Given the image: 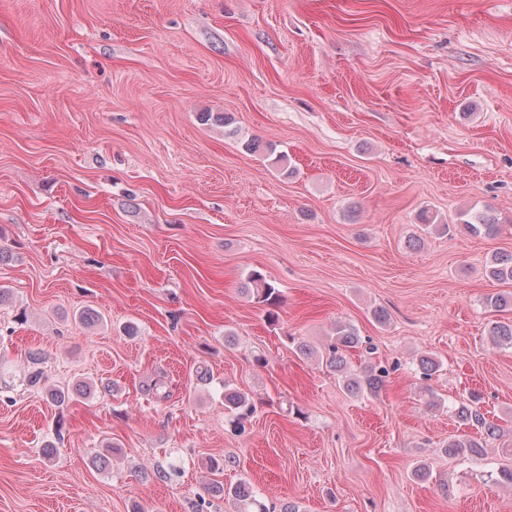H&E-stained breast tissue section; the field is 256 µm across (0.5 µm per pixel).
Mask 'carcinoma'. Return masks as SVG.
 <instances>
[{
	"mask_svg": "<svg viewBox=\"0 0 512 512\" xmlns=\"http://www.w3.org/2000/svg\"><path fill=\"white\" fill-rule=\"evenodd\" d=\"M461 227L469 233L482 234L486 237H494L500 231V224L487 212H476L464 220ZM486 273L495 281L501 283L512 282V252H497L492 256ZM243 289L246 293L256 297L258 302L268 307L267 319L275 322L278 314L275 307L278 306L280 294L277 288L269 283L264 275L258 271L251 272ZM485 303L495 313H512V293L499 292L490 294L485 298ZM491 343L496 347H512V318L495 320L488 330ZM364 348L365 352L372 353V347L365 344L355 326L346 322H338L331 335L322 347L317 348L306 343L297 345L300 354L305 357L316 356L320 361L341 378V382L348 394L354 397L378 395L390 375V369L372 361L365 362L357 373L348 370L346 352L351 349ZM90 386L82 383L76 384L66 390L49 389L47 394L57 405H64L75 397L89 394ZM224 402L226 407L236 415L237 426H242L241 420L252 414L253 403L249 396L236 389H224ZM481 396L471 391L467 399L462 401L455 409L457 420L465 427L473 428L479 434L487 437L493 436L499 431L497 425L487 420L481 412ZM443 451L450 456H481L484 453L482 438L472 435H455L448 438V443L443 445ZM207 495H223L237 505V512H252L257 506V500L250 485L241 481L229 488L214 480L205 488ZM259 507V506H257ZM258 512H269L264 507H259Z\"/></svg>",
	"mask_w": 512,
	"mask_h": 512,
	"instance_id": "1",
	"label": "carcinoma"
}]
</instances>
